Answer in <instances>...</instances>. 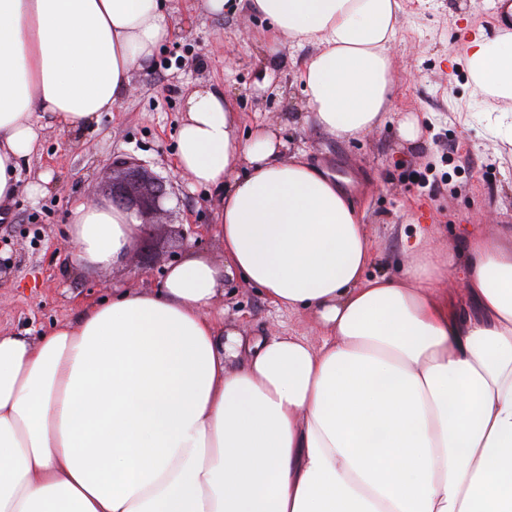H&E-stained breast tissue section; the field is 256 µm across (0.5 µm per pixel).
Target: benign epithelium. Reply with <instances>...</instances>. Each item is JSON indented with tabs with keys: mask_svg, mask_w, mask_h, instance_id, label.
<instances>
[{
	"mask_svg": "<svg viewBox=\"0 0 512 512\" xmlns=\"http://www.w3.org/2000/svg\"><path fill=\"white\" fill-rule=\"evenodd\" d=\"M166 196V180L143 166L123 169L112 176L108 193L112 205L134 214L145 227L161 223L165 214L162 201Z\"/></svg>",
	"mask_w": 512,
	"mask_h": 512,
	"instance_id": "1",
	"label": "benign epithelium"
}]
</instances>
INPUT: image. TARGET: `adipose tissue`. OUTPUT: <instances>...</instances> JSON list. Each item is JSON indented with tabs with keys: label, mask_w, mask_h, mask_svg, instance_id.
I'll return each mask as SVG.
<instances>
[{
	"label": "adipose tissue",
	"mask_w": 512,
	"mask_h": 512,
	"mask_svg": "<svg viewBox=\"0 0 512 512\" xmlns=\"http://www.w3.org/2000/svg\"><path fill=\"white\" fill-rule=\"evenodd\" d=\"M272 48L308 43L309 121L357 139L394 97L403 0H246ZM175 29L162 0H0V204L43 126H100ZM459 63L512 145V32ZM177 166L221 189L223 265L192 256L162 288L117 291L38 341L0 333V512H512V228L463 243L466 304L430 248L368 275L361 217L303 153L229 101L185 100ZM139 231L109 203L71 209L78 262L106 268ZM313 313L321 345L257 339L228 369L209 314L224 278Z\"/></svg>",
	"instance_id": "adipose-tissue-1"
}]
</instances>
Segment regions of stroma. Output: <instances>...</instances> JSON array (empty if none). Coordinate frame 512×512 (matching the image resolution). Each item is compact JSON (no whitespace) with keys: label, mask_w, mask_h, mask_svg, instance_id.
I'll return each mask as SVG.
<instances>
[{"label":"stroma","mask_w":512,"mask_h":512,"mask_svg":"<svg viewBox=\"0 0 512 512\" xmlns=\"http://www.w3.org/2000/svg\"><path fill=\"white\" fill-rule=\"evenodd\" d=\"M499 0H405V15L392 44L395 96L383 124L353 140L320 132L307 121V100L294 78L293 61L312 45L272 50L267 25L249 11L214 14L206 0H165L176 30L151 64L133 71L112 113L96 131L41 129L39 150L22 176L49 173L45 196L19 193L0 220V332L37 338L56 323L77 322L85 304L110 298L118 285L160 288L169 267L191 255L224 263L215 234L180 244L185 224L218 223V198L194 185L176 166L184 101L193 88L211 87L233 103L238 135L257 124L279 130L284 156L304 153L311 165L350 192L375 250V272L398 276L409 261L404 236L424 234L440 262L460 255L463 231L497 234L512 225V157L491 131L484 97L466 71L454 64L468 22L500 24ZM419 114L416 143L398 134L402 113ZM144 164L173 181L163 207L167 223L136 235L122 259L100 269L73 256L69 212L78 201L105 198L112 168ZM435 181L422 191L416 173ZM213 311L224 314L225 332L251 341L271 333L320 341L315 315L271 303L261 289L225 280Z\"/></svg>","instance_id":"stroma-1"}]
</instances>
